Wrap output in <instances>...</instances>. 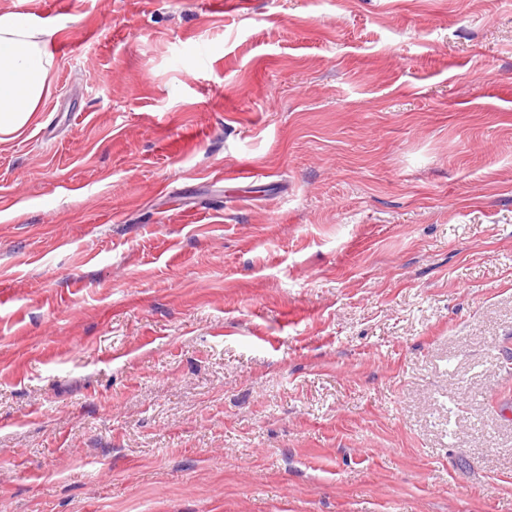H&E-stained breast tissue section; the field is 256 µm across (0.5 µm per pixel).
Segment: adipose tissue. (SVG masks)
<instances>
[{
  "label": "adipose tissue",
  "instance_id": "1",
  "mask_svg": "<svg viewBox=\"0 0 512 512\" xmlns=\"http://www.w3.org/2000/svg\"><path fill=\"white\" fill-rule=\"evenodd\" d=\"M53 35L25 16L0 14V144L30 125L50 90Z\"/></svg>",
  "mask_w": 512,
  "mask_h": 512
}]
</instances>
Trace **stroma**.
<instances>
[{"label": "stroma", "instance_id": "1", "mask_svg": "<svg viewBox=\"0 0 512 512\" xmlns=\"http://www.w3.org/2000/svg\"><path fill=\"white\" fill-rule=\"evenodd\" d=\"M0 512H512V0H0ZM54 33L23 15L0 14V144L30 125L49 93Z\"/></svg>", "mask_w": 512, "mask_h": 512}]
</instances>
